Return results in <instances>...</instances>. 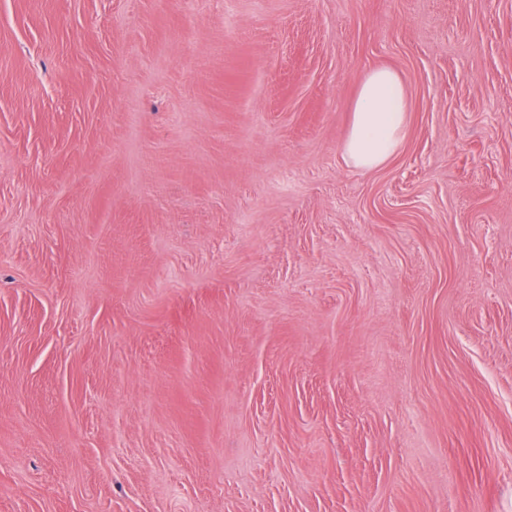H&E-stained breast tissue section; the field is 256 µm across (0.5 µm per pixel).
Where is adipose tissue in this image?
Listing matches in <instances>:
<instances>
[{"label":"adipose tissue","instance_id":"obj_1","mask_svg":"<svg viewBox=\"0 0 512 512\" xmlns=\"http://www.w3.org/2000/svg\"><path fill=\"white\" fill-rule=\"evenodd\" d=\"M408 121L406 93L391 69L369 72L354 103L345 158L354 166L372 170L386 164L401 149Z\"/></svg>","mask_w":512,"mask_h":512}]
</instances>
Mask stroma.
<instances>
[{
  "instance_id": "stroma-1",
  "label": "stroma",
  "mask_w": 512,
  "mask_h": 512,
  "mask_svg": "<svg viewBox=\"0 0 512 512\" xmlns=\"http://www.w3.org/2000/svg\"><path fill=\"white\" fill-rule=\"evenodd\" d=\"M0 512H512V0H0ZM408 121L406 93L391 69L369 72L354 103L345 158L354 166L372 170L386 164L401 149Z\"/></svg>"
}]
</instances>
